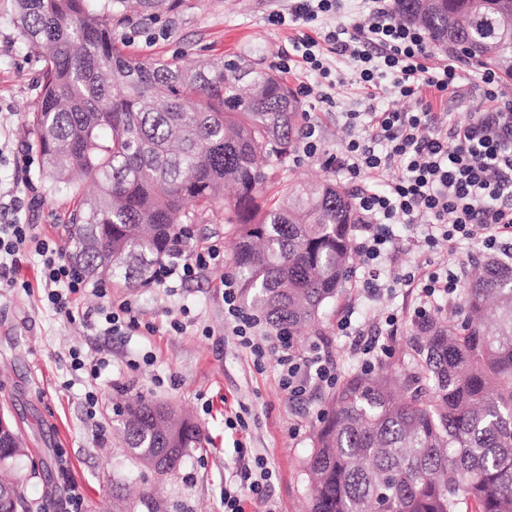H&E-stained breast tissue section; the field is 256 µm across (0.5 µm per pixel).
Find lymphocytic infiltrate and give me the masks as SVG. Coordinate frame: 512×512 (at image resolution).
Returning a JSON list of instances; mask_svg holds the SVG:
<instances>
[{"label":"lymphocytic infiltrate","instance_id":"f902f5d3","mask_svg":"<svg viewBox=\"0 0 512 512\" xmlns=\"http://www.w3.org/2000/svg\"><path fill=\"white\" fill-rule=\"evenodd\" d=\"M343 2L290 0L287 9L272 11L268 21L299 29L292 47L308 72L330 79L326 56L333 53L349 63L364 89V111L347 113L343 150L325 163L359 182L354 200L360 215L355 250L363 268L361 290L373 296L385 288L417 289L414 317L421 320L439 299L456 301L464 270L430 259L403 269L396 226L411 227L421 219V243L428 249L469 241L512 262V96L503 92L496 73L486 70L477 87L478 110L467 123L432 111L433 98L456 93L463 78L459 59L427 66L428 33L397 21L388 0H360L361 18L350 26L340 20ZM320 18L326 25L319 35L307 34V26ZM389 74L396 78L398 98L414 101L412 110L386 101L382 80ZM183 239V233L175 234L167 261L155 269L156 285L168 288L223 266L220 246L188 253ZM28 251L40 258L45 298L56 314L73 319L76 297L85 290L106 295L105 282H91L35 225L16 220L0 225V275L17 274ZM221 284L233 334L251 353L262 354L252 333L256 322L240 304L232 277ZM282 347L281 385L290 396H303L311 384L335 385L336 369L319 348L300 355L290 341Z\"/></svg>","mask_w":512,"mask_h":512}]
</instances>
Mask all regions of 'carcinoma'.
<instances>
[{"label":"carcinoma","mask_w":512,"mask_h":512,"mask_svg":"<svg viewBox=\"0 0 512 512\" xmlns=\"http://www.w3.org/2000/svg\"><path fill=\"white\" fill-rule=\"evenodd\" d=\"M22 41L44 63L30 125L50 197L96 188L70 212L69 258L96 280L147 286L183 224L224 204L236 225L244 301L288 337L315 322L348 273V192L281 179L301 102L271 70L212 59L142 61L126 53L132 16L160 18L186 0H14ZM435 47L462 49L512 81V0H393ZM281 184L262 209L257 198ZM464 322L432 317L397 376L380 367L334 392L304 462L308 512H512V267L483 265ZM126 447L168 474L202 433L169 405L117 409ZM29 449L0 447V512H30L14 474Z\"/></svg>","instance_id":"carcinoma-1"}]
</instances>
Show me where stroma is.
<instances>
[{
    "instance_id": "obj_1",
    "label": "stroma",
    "mask_w": 512,
    "mask_h": 512,
    "mask_svg": "<svg viewBox=\"0 0 512 512\" xmlns=\"http://www.w3.org/2000/svg\"><path fill=\"white\" fill-rule=\"evenodd\" d=\"M13 4L0 0V195L17 196L21 221L59 241L77 200L44 194L29 126L42 64L17 38ZM286 5L287 0H203L198 8L128 29L127 38L131 52L143 59L183 52L191 62L241 57L254 67L272 69L298 34L268 22L272 10ZM328 63L341 79L329 91L330 102L315 94L302 100L303 121L315 125L322 153L291 158L289 177L299 182L330 179L351 192L354 183L327 168L324 157L341 150V115L359 111L363 93L344 62L332 56ZM193 231L192 245L223 246V267L170 290L116 281L107 298L86 291L78 300L80 316L72 321L55 315L44 300L36 257L24 258L20 272L29 289L0 278V405L19 421L31 450L18 472L33 512H65L72 488L82 496V512H112L116 485L129 489L130 512H224L225 480H257L259 457L272 476L265 497L246 499L244 512H305L303 465L331 391L315 389L302 400L289 397L280 384L276 336L267 324L256 330L266 342L263 357H255L234 336L220 291L221 279L232 270L235 244L223 208ZM359 264L352 259L348 278L323 307L318 323L293 341L302 354L319 346L343 379L359 372L363 340L383 345L391 363L414 350L409 322L392 327L385 322L388 311L407 312L413 293L401 288L367 298L356 288ZM107 299L132 302L141 330L108 335L87 324L83 312L96 311ZM347 314L361 324L362 336L340 334L337 323ZM175 319L182 321V330L171 328ZM76 352L110 362L96 386L100 404L93 419L85 411L89 385L71 370ZM137 397L175 405L202 432V447L191 449L173 474L142 468L114 431L115 402ZM235 415L242 425L228 426L226 417Z\"/></svg>"
}]
</instances>
